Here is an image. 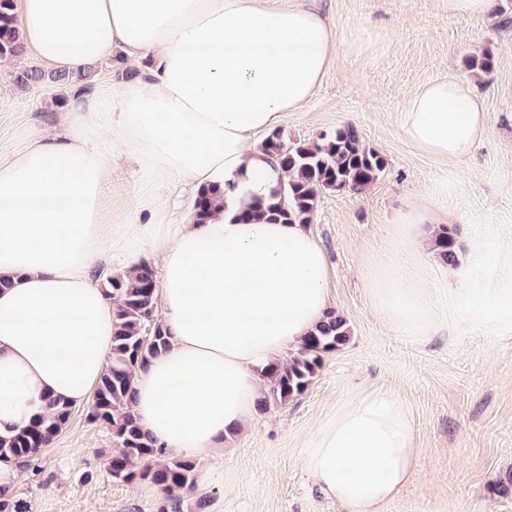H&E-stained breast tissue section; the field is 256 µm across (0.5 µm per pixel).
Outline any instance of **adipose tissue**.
Returning <instances> with one entry per match:
<instances>
[{"label": "adipose tissue", "mask_w": 512, "mask_h": 512, "mask_svg": "<svg viewBox=\"0 0 512 512\" xmlns=\"http://www.w3.org/2000/svg\"><path fill=\"white\" fill-rule=\"evenodd\" d=\"M19 38L50 71L81 72L120 48L145 61L118 90L116 124L96 102L72 105L64 131L0 153V432L26 426L50 397L88 402L112 348L113 300L90 270L159 260L169 348L139 372L134 410L158 446L207 457L245 431L260 370L299 344L329 309L325 253L308 225L246 223L250 202L285 178L251 141L313 94L335 33L307 0H17ZM486 107L452 76L405 101L400 133L442 162L468 157ZM117 132L149 173L224 189L205 223L155 199L144 223L106 224L109 167L97 143ZM448 279L459 319L492 311L512 326V290L489 297L466 267ZM385 322L416 338L441 320L415 278L369 279ZM421 450L409 405L370 387L337 405L307 441L303 465L352 512H380L408 482Z\"/></svg>", "instance_id": "ef3b65f1"}]
</instances>
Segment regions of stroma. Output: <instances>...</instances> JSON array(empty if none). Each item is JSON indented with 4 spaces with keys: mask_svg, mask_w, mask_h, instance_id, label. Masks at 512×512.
Wrapping results in <instances>:
<instances>
[{
    "mask_svg": "<svg viewBox=\"0 0 512 512\" xmlns=\"http://www.w3.org/2000/svg\"><path fill=\"white\" fill-rule=\"evenodd\" d=\"M333 27L336 46L313 96L278 125L285 141H315L352 124L382 154L384 175L359 193L322 196L310 230L329 267L330 307L352 328L349 342L326 353L312 384L288 405L255 414L247 431L196 464L197 490L182 512H351L314 484L303 444L362 388H386L411 408L423 454L408 484L382 512H512V326L460 321L434 248L416 251L395 234L407 201L431 200L456 232L460 265L483 287L512 288V0L485 15L454 17L448 0H310ZM489 52L491 72L470 57ZM20 54L0 69V152L22 151L62 128L73 90H26L15 73L34 64ZM133 64L117 50L100 63L91 98L115 120L116 89ZM451 75L486 102L487 130L472 154L441 164L413 149L399 131L405 99L426 81ZM112 173L102 211L115 225L133 222L155 194H179L118 137L101 145ZM397 264L420 279L442 327L426 339L387 328L369 293L372 270ZM112 431L75 410L64 431L23 469L17 487L30 512H163L165 495L144 481H113Z\"/></svg>",
    "mask_w": 512,
    "mask_h": 512,
    "instance_id": "1",
    "label": "stroma"
}]
</instances>
